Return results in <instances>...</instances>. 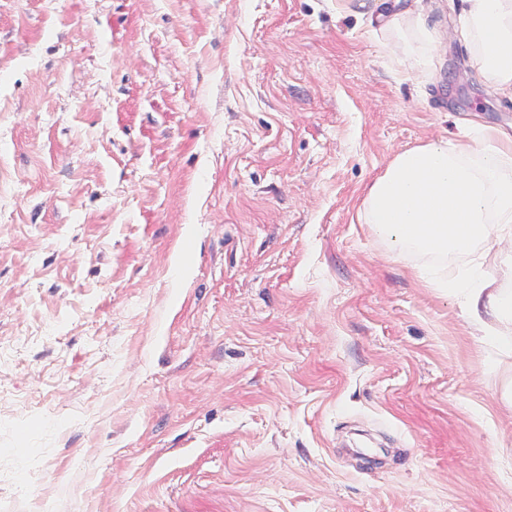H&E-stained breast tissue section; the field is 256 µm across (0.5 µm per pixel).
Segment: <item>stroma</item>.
I'll use <instances>...</instances> for the list:
<instances>
[{
    "instance_id": "35a3bbf8",
    "label": "stroma",
    "mask_w": 512,
    "mask_h": 512,
    "mask_svg": "<svg viewBox=\"0 0 512 512\" xmlns=\"http://www.w3.org/2000/svg\"><path fill=\"white\" fill-rule=\"evenodd\" d=\"M426 2L428 72L337 0H0V512H512L469 256L358 219L512 133Z\"/></svg>"
}]
</instances>
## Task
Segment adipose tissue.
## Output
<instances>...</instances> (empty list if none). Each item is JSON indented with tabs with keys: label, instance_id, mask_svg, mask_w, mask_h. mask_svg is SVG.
Wrapping results in <instances>:
<instances>
[{
	"label": "adipose tissue",
	"instance_id": "obj_1",
	"mask_svg": "<svg viewBox=\"0 0 512 512\" xmlns=\"http://www.w3.org/2000/svg\"><path fill=\"white\" fill-rule=\"evenodd\" d=\"M467 26L481 46L477 60L497 91L512 99V0H466ZM478 165L463 151L431 141L397 153L370 186L359 214L393 246L445 257L469 254L461 318L476 340L495 338L512 353V136L487 127Z\"/></svg>",
	"mask_w": 512,
	"mask_h": 512
}]
</instances>
